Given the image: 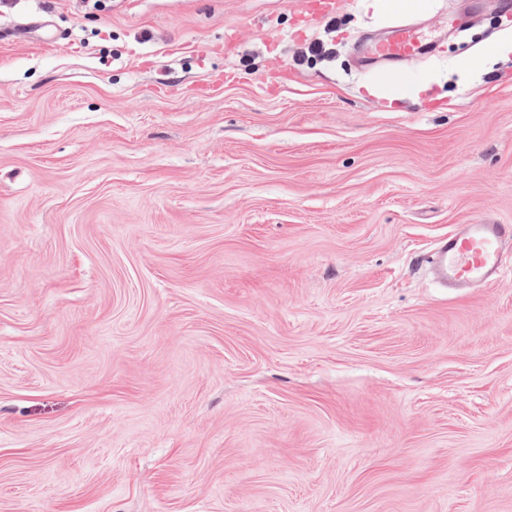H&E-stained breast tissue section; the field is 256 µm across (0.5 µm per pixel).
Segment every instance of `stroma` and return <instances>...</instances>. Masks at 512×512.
Instances as JSON below:
<instances>
[{"mask_svg": "<svg viewBox=\"0 0 512 512\" xmlns=\"http://www.w3.org/2000/svg\"><path fill=\"white\" fill-rule=\"evenodd\" d=\"M300 4L0 0V512H512V12ZM422 42L417 31L401 28L392 40L376 46L372 54L377 58L399 61L418 55L423 47ZM511 224H457L433 248L431 270L449 288L497 283L504 270V244Z\"/></svg>", "mask_w": 512, "mask_h": 512, "instance_id": "stroma-1", "label": "stroma"}]
</instances>
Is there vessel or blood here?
Segmentation results:
<instances>
[{
	"instance_id": "vessel-or-blood-1",
	"label": "vessel or blood",
	"mask_w": 512,
	"mask_h": 512,
	"mask_svg": "<svg viewBox=\"0 0 512 512\" xmlns=\"http://www.w3.org/2000/svg\"><path fill=\"white\" fill-rule=\"evenodd\" d=\"M422 39L417 31L399 29L395 37L373 50L375 57L399 61L418 55ZM512 239L511 224H459L440 238L432 252L434 277L451 288L497 283L504 270V244Z\"/></svg>"
}]
</instances>
